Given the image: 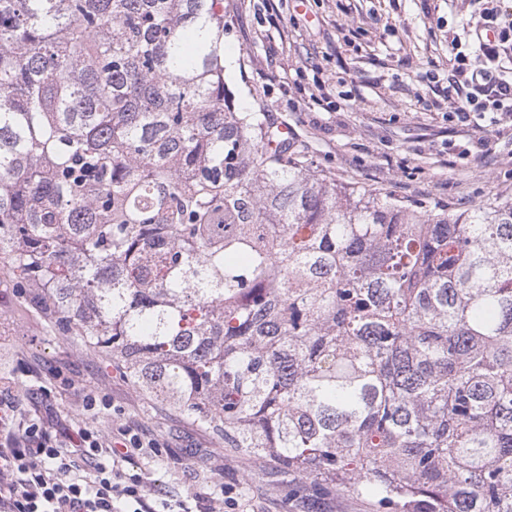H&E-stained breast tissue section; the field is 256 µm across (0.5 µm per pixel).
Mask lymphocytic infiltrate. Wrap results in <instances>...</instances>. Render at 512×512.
Instances as JSON below:
<instances>
[{
  "mask_svg": "<svg viewBox=\"0 0 512 512\" xmlns=\"http://www.w3.org/2000/svg\"><path fill=\"white\" fill-rule=\"evenodd\" d=\"M476 53H455L448 119L475 128L512 123V13L484 0ZM115 438L83 423L0 397V512H213L212 501L158 499L145 474L119 463L159 456L158 440L119 426Z\"/></svg>",
  "mask_w": 512,
  "mask_h": 512,
  "instance_id": "obj_1",
  "label": "lymphocytic infiltrate"
}]
</instances>
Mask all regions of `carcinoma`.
<instances>
[{"instance_id": "carcinoma-1", "label": "carcinoma", "mask_w": 512, "mask_h": 512, "mask_svg": "<svg viewBox=\"0 0 512 512\" xmlns=\"http://www.w3.org/2000/svg\"><path fill=\"white\" fill-rule=\"evenodd\" d=\"M224 0H0V270L139 392L378 512H512V202L313 171Z\"/></svg>"}]
</instances>
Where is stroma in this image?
<instances>
[{
	"label": "stroma",
	"instance_id": "stroma-1",
	"mask_svg": "<svg viewBox=\"0 0 512 512\" xmlns=\"http://www.w3.org/2000/svg\"><path fill=\"white\" fill-rule=\"evenodd\" d=\"M476 0H224V43L233 47L224 82L236 107L264 112L302 144L310 166L336 180L392 193L411 204L461 212L512 201V125L469 133L449 122L442 88L448 36L462 33ZM330 85L336 104L308 112L299 105L314 79ZM486 143L479 161L459 159L469 137ZM46 387L39 405L109 434L130 424L163 446L158 457L134 455L123 467L146 473L171 499L225 490L239 512H377L373 501L288 484L271 463L235 458L210 431L149 401L104 360L26 312L19 290L0 277V390L20 396ZM103 398L84 410V392Z\"/></svg>",
	"mask_w": 512,
	"mask_h": 512
}]
</instances>
